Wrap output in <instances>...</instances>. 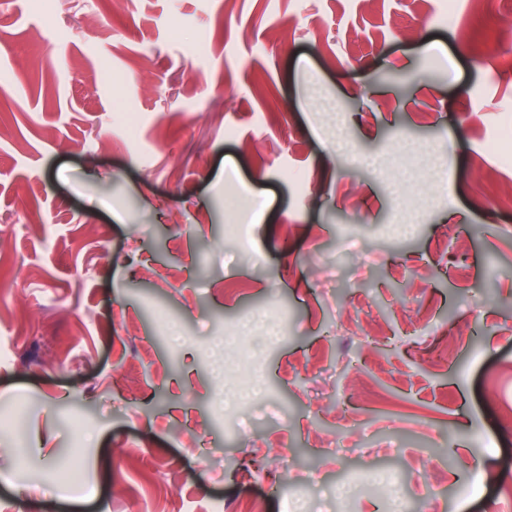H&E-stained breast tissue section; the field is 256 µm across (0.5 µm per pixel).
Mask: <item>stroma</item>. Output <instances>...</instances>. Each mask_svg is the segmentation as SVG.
<instances>
[{"label": "stroma", "instance_id": "35a3bbf8", "mask_svg": "<svg viewBox=\"0 0 512 512\" xmlns=\"http://www.w3.org/2000/svg\"><path fill=\"white\" fill-rule=\"evenodd\" d=\"M82 2L0 0V512H512V0Z\"/></svg>", "mask_w": 512, "mask_h": 512}]
</instances>
